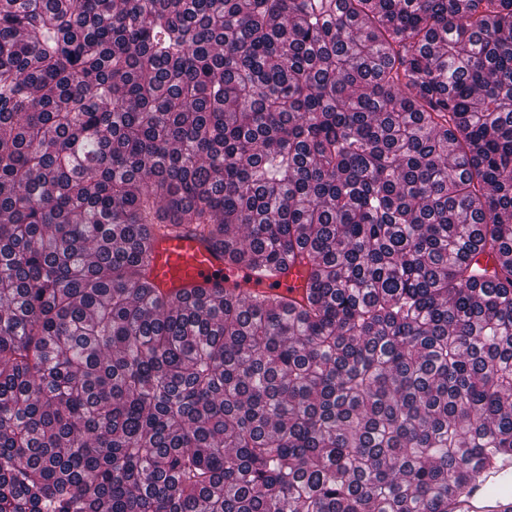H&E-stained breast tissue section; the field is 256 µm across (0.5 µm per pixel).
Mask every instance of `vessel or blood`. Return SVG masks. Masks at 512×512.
I'll use <instances>...</instances> for the list:
<instances>
[{
    "instance_id": "obj_1",
    "label": "vessel or blood",
    "mask_w": 512,
    "mask_h": 512,
    "mask_svg": "<svg viewBox=\"0 0 512 512\" xmlns=\"http://www.w3.org/2000/svg\"><path fill=\"white\" fill-rule=\"evenodd\" d=\"M248 269L230 263L223 251L209 247L197 233L181 231L152 244L150 276L165 294L200 286L234 288L244 283ZM307 273L292 267L279 276L292 297L304 293ZM448 512H512V456L486 466L478 479L448 506Z\"/></svg>"
}]
</instances>
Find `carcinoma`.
<instances>
[{"instance_id": "carcinoma-1", "label": "carcinoma", "mask_w": 512, "mask_h": 512, "mask_svg": "<svg viewBox=\"0 0 512 512\" xmlns=\"http://www.w3.org/2000/svg\"><path fill=\"white\" fill-rule=\"evenodd\" d=\"M183 229L305 297L162 294ZM506 254L512 0H0V512H448ZM306 278L307 272L304 268L290 267L287 271L280 274L278 281L280 282V287L285 288L286 292L290 288V292H287L289 296L298 298L304 293Z\"/></svg>"}]
</instances>
